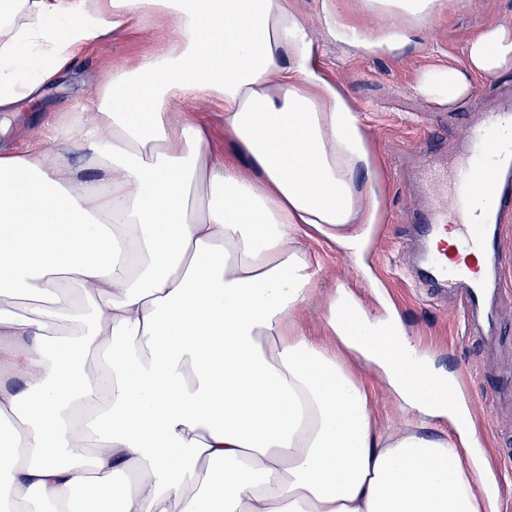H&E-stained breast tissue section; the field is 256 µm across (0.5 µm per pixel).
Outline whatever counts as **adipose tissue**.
I'll use <instances>...</instances> for the list:
<instances>
[{
	"mask_svg": "<svg viewBox=\"0 0 512 512\" xmlns=\"http://www.w3.org/2000/svg\"><path fill=\"white\" fill-rule=\"evenodd\" d=\"M361 7L401 24L337 38L392 53L446 0ZM154 19L171 34L110 68L88 111L0 147V508L491 512L470 412L398 368L404 333L382 349L388 322L351 296L329 302L328 341L299 323L320 272L303 238L360 250L378 203L356 179L372 167L357 110L286 0H0V112ZM467 63L418 92L447 103L467 73L511 67L512 28L470 39ZM191 96L223 104V149L206 118L172 119ZM363 369L402 426L378 427Z\"/></svg>",
	"mask_w": 512,
	"mask_h": 512,
	"instance_id": "obj_1",
	"label": "adipose tissue"
}]
</instances>
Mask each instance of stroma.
<instances>
[{"mask_svg":"<svg viewBox=\"0 0 512 512\" xmlns=\"http://www.w3.org/2000/svg\"><path fill=\"white\" fill-rule=\"evenodd\" d=\"M327 10L323 0H288L316 46L314 63L337 80L359 110L376 159L358 180L376 192L380 221L372 225L361 257L334 253L320 274L322 294L346 289L375 319L395 314L400 328L444 376L455 379L474 421L469 451L485 478L501 487L495 512H512V294L500 302L491 328L497 338L487 352L481 332L466 333L457 299L429 288L417 277L412 257L421 246L417 217L428 202L416 183L426 166L454 167L466 151V134L486 112L512 108V68L474 75L471 88L450 104L418 95V76L437 67L464 68L470 37L499 23L512 28V0H449L436 20L408 29L396 53L361 54L337 40L336 23L362 29L398 26L395 18L355 11L349 0ZM157 40L149 27H133L112 41L85 51L68 77L46 88L38 113L53 123L84 111L109 66L152 52Z\"/></svg>","mask_w":512,"mask_h":512,"instance_id":"35a3bbf8","label":"stroma"}]
</instances>
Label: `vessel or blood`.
Wrapping results in <instances>:
<instances>
[{"instance_id":"obj_1","label":"vessel or blood","mask_w":512,"mask_h":512,"mask_svg":"<svg viewBox=\"0 0 512 512\" xmlns=\"http://www.w3.org/2000/svg\"><path fill=\"white\" fill-rule=\"evenodd\" d=\"M466 156L453 178L424 175L436 198L424 217L429 245L420 259L425 278L448 295L462 294L466 319L492 324L498 294L501 226L512 216V110L487 113L469 129Z\"/></svg>"}]
</instances>
